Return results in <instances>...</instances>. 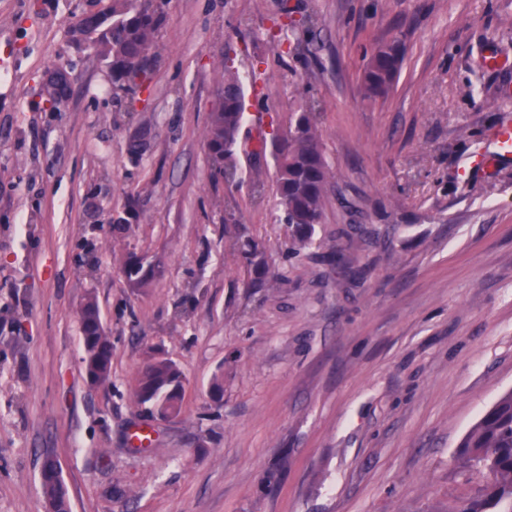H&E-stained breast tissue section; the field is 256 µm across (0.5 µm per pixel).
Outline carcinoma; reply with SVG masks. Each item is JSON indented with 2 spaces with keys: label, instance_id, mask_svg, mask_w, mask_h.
<instances>
[{
  "label": "carcinoma",
  "instance_id": "carcinoma-1",
  "mask_svg": "<svg viewBox=\"0 0 512 512\" xmlns=\"http://www.w3.org/2000/svg\"><path fill=\"white\" fill-rule=\"evenodd\" d=\"M105 26L93 39V52L112 71V80L120 83L138 73L135 61L147 55L155 57L156 34L163 22L162 12L152 0H110L100 11ZM403 61V48L397 38L380 46L364 71L363 85L369 95L386 94ZM220 84L224 99L212 110L204 130V140L216 175L229 184L237 181L236 155L245 121L244 90L236 73L223 66ZM288 138L278 143V134L261 137L253 152L272 147L276 185L286 223L293 229V244L302 246L321 222L324 193L331 176L322 148L319 113L310 105L294 113L287 128ZM238 253L254 273L253 285H263L267 265L259 244L251 239L238 243ZM143 259L130 257L123 265L128 279L145 285L139 277ZM80 316L82 361L87 363L94 383L111 382L112 347L99 334L103 329L97 302L87 298ZM187 379L180 368L158 349L149 354V363L136 378L134 395L141 411L165 419L181 412ZM457 458L462 467L489 471L491 481L482 492L467 500L460 512H512V391L501 396L460 443ZM45 474L41 482L45 504L53 512H69L68 492L60 473Z\"/></svg>",
  "mask_w": 512,
  "mask_h": 512
}]
</instances>
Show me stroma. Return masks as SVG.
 <instances>
[{"label":"stroma","instance_id":"stroma-1","mask_svg":"<svg viewBox=\"0 0 512 512\" xmlns=\"http://www.w3.org/2000/svg\"><path fill=\"white\" fill-rule=\"evenodd\" d=\"M108 2L0 0V512H44L49 456L72 512H456L486 483L456 450L512 391V163L460 176L512 123V72L484 63L512 57V0H164L131 96L70 37ZM285 5L315 28L304 55L279 39ZM396 36L399 75L366 98ZM223 64L257 75L243 139L320 113L333 178L299 251L272 155L239 153L236 184L211 176ZM55 67L71 88L51 106ZM247 236L268 259L259 288ZM130 254L146 286L123 275ZM90 294L104 387L82 363ZM153 348L189 385L179 416L149 423L134 384ZM403 61V48L398 38L380 46L371 56L364 71L363 85L369 95H385L391 88ZM84 310L85 313L80 316V322L83 347L82 361L87 363L89 369L85 368L86 375L91 385H93L92 376L96 385H107L111 382L112 346H109V343H112L109 336H107L109 343H106L103 336L98 333L99 330L104 329L94 297L88 296Z\"/></svg>","mask_w":512,"mask_h":512}]
</instances>
